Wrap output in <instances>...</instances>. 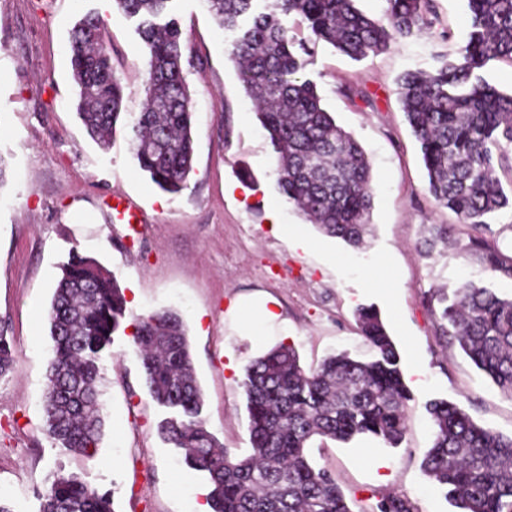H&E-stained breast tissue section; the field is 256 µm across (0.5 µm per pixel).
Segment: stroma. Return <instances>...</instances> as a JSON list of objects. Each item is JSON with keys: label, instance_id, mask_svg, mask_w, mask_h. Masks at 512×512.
<instances>
[{"label": "stroma", "instance_id": "stroma-1", "mask_svg": "<svg viewBox=\"0 0 512 512\" xmlns=\"http://www.w3.org/2000/svg\"><path fill=\"white\" fill-rule=\"evenodd\" d=\"M431 32L396 39L380 54L355 61L311 41L298 20L289 27L307 41L304 78L321 104L363 147L374 188L371 228L360 246L320 233L279 192L271 147L245 96L230 56L233 32L217 27L204 0H173L192 56L195 154L179 195L161 191L142 172L127 129L108 148L86 133L74 107L69 41L88 13L102 20V39L125 86L124 109L144 101V51L135 23L115 0H0V325L16 357L0 377V490L16 512H39V495L57 471L110 492L115 512H207L203 473L180 462L159 433L170 409L144 385L132 318L158 309L186 323L208 429L235 455L250 451L241 382L250 362L293 345L304 367L334 352L369 361L356 311L374 307L401 356L412 398L399 447L374 438L314 440L310 462L329 470L355 507L386 493L406 496L415 512H456L421 463L432 443L430 400L457 404L479 424L512 435V396L436 330L435 289L472 282L512 296L469 251L470 239L512 250V209L479 229L459 223L428 191L420 145L400 103L399 77L455 57L469 23L467 0H434ZM122 195L141 210L130 229L107 200ZM292 224L311 246L295 248L275 232ZM433 224L450 225L446 243L426 251ZM95 258L115 275L129 322L101 361L104 429L94 458L60 448L43 429L42 405L51 358L47 310L71 251ZM255 297L280 312L261 337L245 334L234 306Z\"/></svg>", "mask_w": 512, "mask_h": 512}]
</instances>
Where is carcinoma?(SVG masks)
Masks as SVG:
<instances>
[{"mask_svg":"<svg viewBox=\"0 0 512 512\" xmlns=\"http://www.w3.org/2000/svg\"><path fill=\"white\" fill-rule=\"evenodd\" d=\"M129 18L145 55V100L130 126L141 170L161 190L178 194L193 169L191 93L187 46L173 19L172 0H115ZM220 29L236 33L231 56L246 95L268 134L280 193L323 234L359 244L369 228L373 187L361 145L320 103L316 87L299 77L304 44L286 21L295 16L317 40L353 60L386 51L398 37L433 28V0H386L374 19L355 0H274L258 12L255 0H206ZM470 30L457 55L433 70L399 79L405 119L420 144L428 191L462 224L512 208L498 170L512 173V92L484 79L492 61L512 62V0H467ZM76 110L89 136L107 145L122 120L123 85L112 54L101 43V23L85 16L70 40ZM450 228L433 224L428 250L448 240ZM494 277L512 282V254L470 240ZM440 335L502 391L512 395V297L466 283L437 289ZM125 296L112 272L96 259L71 255L54 289L47 319L53 359L47 373L44 419L60 447L87 458L102 435L99 361L126 318ZM360 333L376 351L363 362L333 354L305 370L296 349L281 344L251 361L242 387L252 453L236 458L200 418L202 393L183 320L170 311L136 319L133 341L151 396L176 412L162 427L195 471L207 473L212 512H353L333 475L306 455L315 437L342 442L371 436L396 448L405 434L410 391L401 357L379 314L357 311ZM16 350L0 328V376ZM434 428L422 463L459 512H512V436L478 425L458 405L428 404ZM39 512H114L110 495L74 474H58L41 494ZM370 512H414L411 501L388 493Z\"/></svg>","mask_w":512,"mask_h":512,"instance_id":"1","label":"carcinoma"}]
</instances>
